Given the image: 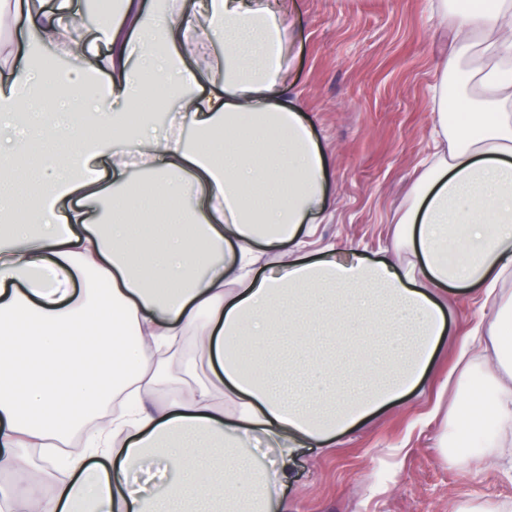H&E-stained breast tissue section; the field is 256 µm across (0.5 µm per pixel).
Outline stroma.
<instances>
[{
  "instance_id": "obj_1",
  "label": "stroma",
  "mask_w": 512,
  "mask_h": 512,
  "mask_svg": "<svg viewBox=\"0 0 512 512\" xmlns=\"http://www.w3.org/2000/svg\"><path fill=\"white\" fill-rule=\"evenodd\" d=\"M290 97L326 162V217L304 256L351 242L371 260L390 257L396 222L435 148L432 91L438 22L431 0H288ZM442 336L424 391H413L337 437L305 448L282 490L287 512H512V469L495 451L458 457L440 443L444 419L425 424L455 364L463 330L490 309L449 290Z\"/></svg>"
}]
</instances>
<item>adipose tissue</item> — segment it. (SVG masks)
I'll list each match as a JSON object with an SVG mask.
<instances>
[{"instance_id": "adipose-tissue-1", "label": "adipose tissue", "mask_w": 512, "mask_h": 512, "mask_svg": "<svg viewBox=\"0 0 512 512\" xmlns=\"http://www.w3.org/2000/svg\"><path fill=\"white\" fill-rule=\"evenodd\" d=\"M446 29L437 73L463 79L470 121L448 119L436 92L439 146L418 178L394 247L405 264L370 262L352 244L277 275L255 271L256 246H299L326 204L325 161L285 85L275 12L262 0H120L101 32L81 33L71 0H0L23 21L21 56L0 65V175L23 143L70 132L66 101L91 98L106 117L94 142L48 152L49 193L18 210L0 192V512H281V488L300 448L333 444L426 377L446 318L441 291L491 299L472 333L500 348L512 327V0L466 12L434 0ZM223 43L222 70L202 68ZM76 56L60 103L34 50ZM206 80L205 94L189 86ZM181 93L180 122L196 142L161 136L127 117L149 84ZM154 177L163 211L128 174ZM462 349L468 388L451 412L455 442L468 413L512 425V359L483 376ZM276 447L259 467L251 434ZM67 475L52 491L28 480L29 451L51 476L62 445ZM170 477L162 492L135 485L147 460Z\"/></svg>"}]
</instances>
